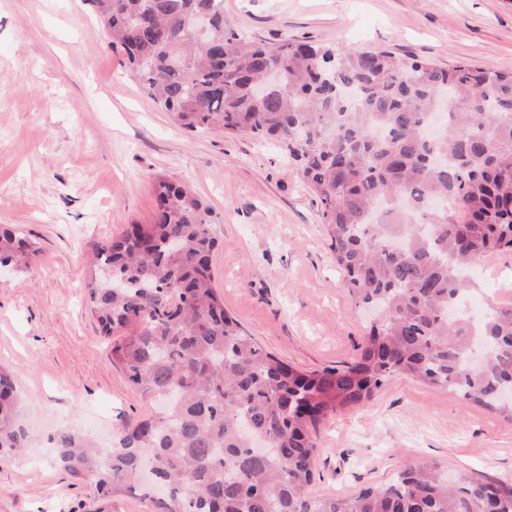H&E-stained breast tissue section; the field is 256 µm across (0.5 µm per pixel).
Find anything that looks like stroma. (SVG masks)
Instances as JSON below:
<instances>
[{
  "label": "stroma",
  "mask_w": 512,
  "mask_h": 512,
  "mask_svg": "<svg viewBox=\"0 0 512 512\" xmlns=\"http://www.w3.org/2000/svg\"><path fill=\"white\" fill-rule=\"evenodd\" d=\"M226 28L269 42L388 49L440 64L512 70V0H220ZM211 210L215 285L266 351L303 371L359 357L369 316L342 285L319 199L276 145L179 126L140 89L90 0H0V226L42 247L0 270V363L25 396V454L0 457V512H152L56 469L50 434L102 447L149 406L110 360L87 311V257L149 223L156 176ZM474 312L512 303V254L475 270ZM316 496L387 484L420 459L512 481V415L405 376L313 430Z\"/></svg>",
  "instance_id": "stroma-1"
}]
</instances>
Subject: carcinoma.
Returning <instances> with one entry per match:
<instances>
[{"label":"carcinoma","mask_w":512,"mask_h":512,"mask_svg":"<svg viewBox=\"0 0 512 512\" xmlns=\"http://www.w3.org/2000/svg\"><path fill=\"white\" fill-rule=\"evenodd\" d=\"M133 76L182 127L277 141L321 202L344 288L379 311L360 359L301 372L262 349L214 286L211 211L161 176L148 224L92 249L89 312L150 402L103 456L63 428L54 461L155 512H512V482L409 464L382 487L316 497V422L405 375L507 408L512 305L464 312L471 268L512 253V71L392 51L255 42L217 0H90ZM42 247L0 230V267ZM490 355L472 368L473 347ZM17 373L0 364V451L27 447Z\"/></svg>","instance_id":"obj_1"}]
</instances>
